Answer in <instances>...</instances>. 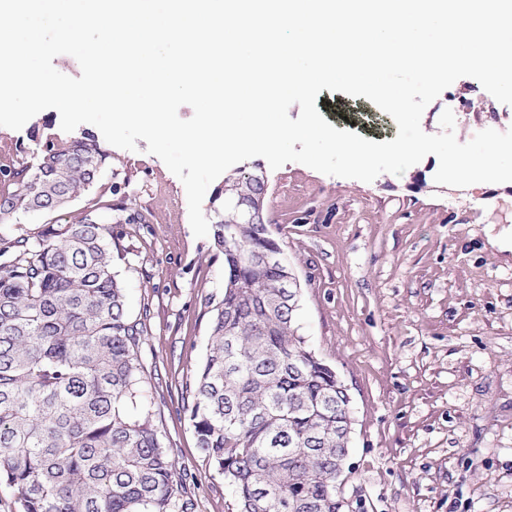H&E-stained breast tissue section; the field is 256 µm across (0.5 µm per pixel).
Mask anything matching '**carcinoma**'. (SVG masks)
Listing matches in <instances>:
<instances>
[{
	"label": "carcinoma",
	"mask_w": 512,
	"mask_h": 512,
	"mask_svg": "<svg viewBox=\"0 0 512 512\" xmlns=\"http://www.w3.org/2000/svg\"><path fill=\"white\" fill-rule=\"evenodd\" d=\"M107 159L88 132L41 136L35 164L0 166V224L64 209ZM240 191L261 204L267 184L239 170L211 201L224 293L189 420L237 512H346L350 400L301 334L270 224L241 223ZM127 295L110 200L33 236L0 234V480L23 512H192L151 423Z\"/></svg>",
	"instance_id": "obj_1"
}]
</instances>
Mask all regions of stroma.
<instances>
[{"instance_id": "35a3bbf8", "label": "stroma", "mask_w": 512, "mask_h": 512, "mask_svg": "<svg viewBox=\"0 0 512 512\" xmlns=\"http://www.w3.org/2000/svg\"><path fill=\"white\" fill-rule=\"evenodd\" d=\"M454 98L476 104L455 115L459 142L475 129L512 128V106L462 77L425 108V133L440 132ZM315 106L364 139L398 134L366 97L324 89ZM47 122L59 126L57 110L0 127V141L18 147L15 162H35L33 132ZM137 146L110 147L101 180L61 217L111 201L114 269L144 330L152 422L194 512H235L185 410L224 292V257L211 237L194 236L181 180L145 140ZM438 166L431 154L366 183L297 162L242 163L268 178L264 212L300 281L302 332L349 389L343 492L352 512H512V182L440 185ZM134 212L146 223H127Z\"/></svg>"}]
</instances>
